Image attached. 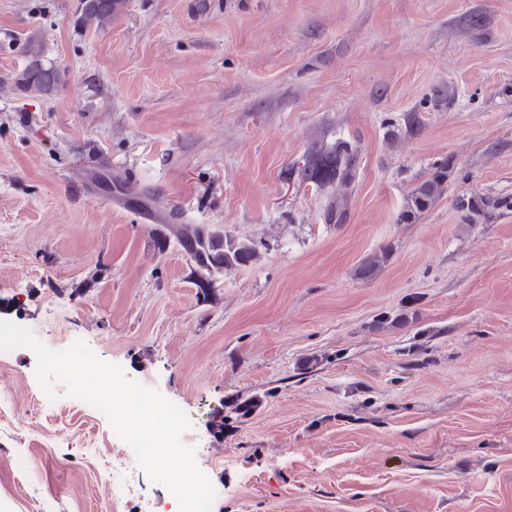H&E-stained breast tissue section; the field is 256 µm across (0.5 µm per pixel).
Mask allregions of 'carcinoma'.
<instances>
[{"mask_svg":"<svg viewBox=\"0 0 512 512\" xmlns=\"http://www.w3.org/2000/svg\"><path fill=\"white\" fill-rule=\"evenodd\" d=\"M120 9L121 0H83L82 19L89 25L108 27ZM27 55L30 62L18 75V84L34 94L54 92L60 83L59 71L44 64L35 46H29ZM303 171L324 184L348 186L356 172L354 149L349 142L338 141L333 150L305 158ZM443 181L444 176L440 174L421 183L411 196L407 214L411 216L426 210L440 195ZM173 230L178 244L194 263V273L202 288L210 285L213 274L246 265L258 257L254 244L239 241L222 231L206 230L197 224H175Z\"/></svg>","mask_w":512,"mask_h":512,"instance_id":"1","label":"carcinoma"}]
</instances>
